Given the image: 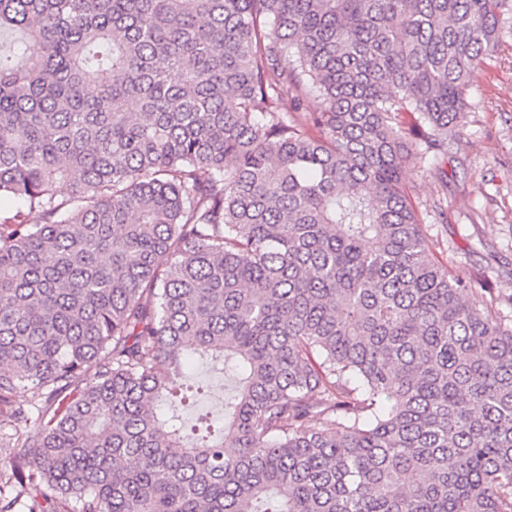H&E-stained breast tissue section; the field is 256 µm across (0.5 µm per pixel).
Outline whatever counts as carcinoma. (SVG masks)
I'll list each match as a JSON object with an SVG mask.
<instances>
[{
  "label": "carcinoma",
  "instance_id": "cac0c4a2",
  "mask_svg": "<svg viewBox=\"0 0 512 512\" xmlns=\"http://www.w3.org/2000/svg\"><path fill=\"white\" fill-rule=\"evenodd\" d=\"M509 13L0 0V512H512V295L401 181ZM189 358L218 438L159 411ZM188 372L196 381L207 385L209 390L194 408L184 409V416L193 420L200 413H208L215 428L221 426L224 420V396L232 389L233 378L229 374H224V377L214 374L209 366L201 361L190 363Z\"/></svg>",
  "mask_w": 512,
  "mask_h": 512
}]
</instances>
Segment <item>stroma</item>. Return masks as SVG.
I'll return each instance as SVG.
<instances>
[{"label": "stroma", "mask_w": 512, "mask_h": 512, "mask_svg": "<svg viewBox=\"0 0 512 512\" xmlns=\"http://www.w3.org/2000/svg\"><path fill=\"white\" fill-rule=\"evenodd\" d=\"M468 101L465 119L448 138L447 160L406 164L402 184L427 233L438 237L437 256L449 273L466 277L491 268L500 289L512 283V20L503 24ZM440 168L448 174L447 184L438 180ZM438 203L447 210V223L435 221ZM188 372L208 391L185 409V417L202 413L221 425L233 378L214 374L200 361L190 363Z\"/></svg>", "instance_id": "stroma-1"}]
</instances>
